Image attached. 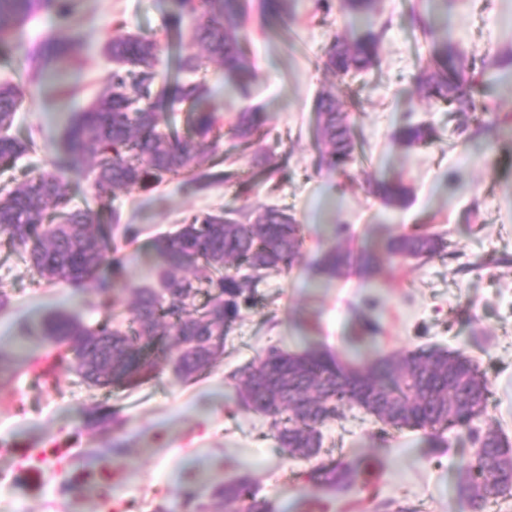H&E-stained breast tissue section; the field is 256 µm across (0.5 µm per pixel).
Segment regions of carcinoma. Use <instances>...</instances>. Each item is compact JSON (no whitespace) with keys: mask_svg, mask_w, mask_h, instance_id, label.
<instances>
[{"mask_svg":"<svg viewBox=\"0 0 512 512\" xmlns=\"http://www.w3.org/2000/svg\"><path fill=\"white\" fill-rule=\"evenodd\" d=\"M344 9L363 16L368 29L353 38L336 37L326 52L324 66L345 79L371 70L380 63L385 27L375 28L378 0H343ZM179 11L170 19L174 27L192 20L190 44L174 57V72L162 89L159 76L160 41L155 37L123 34L104 48L113 69L103 94L68 123L63 154L52 167L27 175L10 187L0 188V237L21 247L38 281L76 288L95 280L107 306L126 291L134 302L130 318L88 325L70 315L55 314L41 330L47 343L73 355L72 368L94 387H131L169 366L184 382L206 374L224 355L225 340L240 320L242 310L258 297L259 286L300 255L303 237L293 215L265 207L242 222L222 211L190 216L176 232L154 240L157 259L155 280L132 287L123 278L124 265L112 246V225L102 221L112 196L121 191L147 190L167 178L185 177L199 189L231 183L247 195L254 178L237 172L215 171L213 157L223 139L221 115L211 104L205 79L185 80L208 63L239 78L237 88L247 95L249 34L243 14L233 0H178ZM292 0H263V13L288 22ZM78 0H0V41L39 12H55L67 20L77 13ZM420 30L431 41V52L418 87L427 98L467 115L479 108L475 99L476 70L462 63L448 36L440 37L426 23ZM83 47L73 26L44 45L52 61H78ZM24 93L11 83H0V174L15 168L17 160L36 143L12 133ZM186 105L191 112V137H180L173 112ZM315 138L321 158L346 175L359 147L347 111L336 93L326 91L316 102ZM259 114L237 113L233 138L249 148L261 138ZM394 138L406 146L431 143L436 130L426 124L399 127ZM88 163L98 208L72 204L69 175ZM373 194L392 208L405 207L410 189L401 181H382ZM447 247L444 238L422 224L388 238L385 251L392 261L432 257ZM105 264L112 276L98 278ZM318 273L339 278L350 269L365 277L381 266L369 250L354 254L330 247L316 258ZM36 360L0 348V378L13 376L24 364ZM238 395L248 410L271 418L272 437L291 457L311 458L322 448L320 427L342 417L344 407H358L392 429L411 428L441 436L448 431L468 432L476 447L465 465L462 490L482 510L511 492L512 477L497 473L493 461L504 439L497 430L478 434L473 421L486 409L489 382L473 361L437 348H418L404 354L379 353L361 364H343L321 349L290 353L271 346L239 371ZM472 402L477 410L463 418L450 411L457 402ZM327 490L345 492L356 485L363 469L358 461L340 460L324 471ZM186 512H272L259 499L247 474L212 487L208 500L188 493Z\"/></svg>","mask_w":512,"mask_h":512,"instance_id":"cac0c4a2","label":"carcinoma"}]
</instances>
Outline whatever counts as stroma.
<instances>
[{"mask_svg":"<svg viewBox=\"0 0 512 512\" xmlns=\"http://www.w3.org/2000/svg\"><path fill=\"white\" fill-rule=\"evenodd\" d=\"M315 3L297 0L284 23L263 16L260 0H237L251 32L248 96L220 70L206 72L225 125L247 107L265 119L261 147L237 148L224 140L223 169L251 174L283 163L287 181L275 189L261 182L242 196L223 184L198 192L173 179L117 193L111 202L121 217L113 242L134 285L154 279V239L197 212L284 209L303 228L299 258L260 285L261 297L229 333L223 359L197 380L182 382L168 367L134 389L91 388L72 372L48 382L26 371L0 380V512H153L161 501L170 512H183L185 490L210 487L243 468L275 512H388L390 501L418 512H476L461 489L462 465L475 452L467 434H445L438 448L421 430L380 434L373 417L355 408L322 426L319 456L291 458L271 437L269 418L236 407L233 372L272 344L291 351L326 348L358 364L380 351L431 346L462 351L486 373L492 395L473 425L512 441V69L477 86L486 113H451L417 90L430 45L412 22L421 15L466 58L490 60L512 55V0H381L379 18L389 27L379 68L352 84L357 103L348 116L362 153L346 177L320 161L315 103L336 85L322 65L325 51L335 37L363 33L365 23L340 0L316 17ZM175 10L174 0H79L82 62L40 76L34 50L59 29L53 14L41 13L0 47V81L25 94L13 132L37 144L19 160L16 177L49 167L61 153L70 116L107 85L112 64L103 48L114 36H157L160 68H171L176 45L189 33L169 27ZM283 27L296 34L297 51L276 38ZM420 122L435 128L434 144L407 148L394 141L396 128ZM397 179L412 190L403 209L370 192L371 183ZM422 223L444 234V252L419 262L383 263L371 278L351 272L329 279L313 270L317 255L333 245L378 252L388 236ZM128 224L139 231L132 242L124 237ZM0 290L10 298L0 309V329L10 332L12 348L27 354L44 348L38 338L21 339V328L39 327L50 312H72L88 324L107 316L93 283L78 289L36 283L18 247L0 245ZM369 300L376 303L380 331L364 338L358 314ZM215 389L219 400L199 418L193 405ZM97 406L116 412L118 424L91 425ZM160 423L174 429L168 441L146 439ZM116 443L123 454H113ZM246 449L263 464L243 466ZM346 458L361 462L363 486L334 494L310 480L312 471Z\"/></svg>","mask_w":512,"mask_h":512,"instance_id":"1","label":"stroma"}]
</instances>
